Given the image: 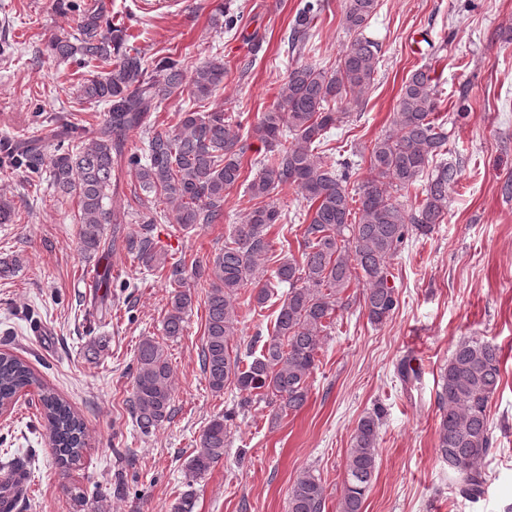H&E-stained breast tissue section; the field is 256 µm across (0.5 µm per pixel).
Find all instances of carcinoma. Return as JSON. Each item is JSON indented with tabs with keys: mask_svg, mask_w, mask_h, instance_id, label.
Returning <instances> with one entry per match:
<instances>
[{
	"mask_svg": "<svg viewBox=\"0 0 512 512\" xmlns=\"http://www.w3.org/2000/svg\"><path fill=\"white\" fill-rule=\"evenodd\" d=\"M377 6L378 0H346L342 23L353 38L336 67H289L275 103L255 121L242 112L185 110L178 113L173 130L147 132L142 153L128 158L139 189L165 201L173 223L191 231L224 220L225 194L243 174L244 136L257 138L266 148L265 156L254 162L257 173L246 187L250 211L243 223L232 226L208 269L170 263L157 250L151 227L167 217L160 211H151L139 237L128 241L141 265L164 273L173 288L163 320L166 336L183 334L193 302L187 280H204L202 371L213 394L230 389L240 397L236 407L213 418L202 431L197 452L185 465L189 487L224 458L238 411L264 402L273 407L272 419L277 420L304 407L318 352L336 312L344 307L341 294L352 282L362 285L359 301L370 323L381 324L393 315L399 300L389 284L390 260L409 238L430 234L448 214V191L458 169L451 162H436L446 150L448 128L435 116L438 102L427 69H416L403 81L392 129L373 143L363 180L353 179L354 162L324 149L330 130L349 121L351 109L362 105L373 84L381 47L365 30ZM322 10L318 0L297 14L289 37L291 52L304 49ZM129 41L126 28L106 19L101 0L80 10L78 33L52 34L45 43L48 55L63 63L95 62L104 68L103 74L78 81L75 94L91 105H110L109 117L95 136L84 140L76 135L46 161L27 151L8 158L11 165L33 171L47 164L55 191L76 200L79 247L87 255L112 249L105 225L117 223V217L105 200L116 190L114 159L123 155L127 134L147 128L150 113L184 80H189L190 98L200 102L211 98L227 76L218 55L187 78L182 60L167 55L149 65ZM423 177V198L417 205L395 196ZM282 186L297 189L306 201L304 251L301 260L286 258L273 270L272 278L288 286V294L259 354L251 352L244 360L232 348L239 295L252 286L249 304L255 310L271 299V284L260 272V261L271 258L272 227L287 220L271 200ZM16 218L14 202L0 195V224ZM500 383V349L478 338L458 341L440 369L436 454L448 465V480L474 501L484 494L483 463L493 448L489 403ZM31 387L40 392L42 427L59 461L80 462L85 447L82 418L23 359L1 351L0 409L8 410ZM172 397L173 372L163 346L146 336L137 349L131 400L142 435L152 434L169 418ZM379 427L375 413L357 423L338 512H363L377 469ZM325 505L322 479L310 470L300 471L288 494V512H323Z\"/></svg>",
	"mask_w": 512,
	"mask_h": 512,
	"instance_id": "obj_1",
	"label": "carcinoma"
}]
</instances>
